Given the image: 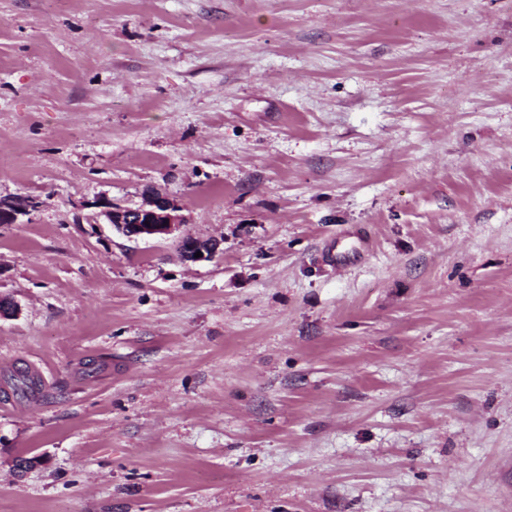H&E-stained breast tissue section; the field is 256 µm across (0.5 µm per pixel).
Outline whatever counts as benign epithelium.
I'll return each mask as SVG.
<instances>
[{
    "mask_svg": "<svg viewBox=\"0 0 512 512\" xmlns=\"http://www.w3.org/2000/svg\"><path fill=\"white\" fill-rule=\"evenodd\" d=\"M87 207L94 209L89 221L92 224H110L112 228L130 239L166 238L174 234L185 222L182 206L170 194L155 187L141 193L138 203L123 205L105 195L97 197ZM39 208L38 200L18 202L7 199L0 204L1 224H20L22 218ZM179 245L185 246L186 259L193 261L211 259L218 250L216 240H202L191 235L179 237ZM201 257H195V253Z\"/></svg>",
    "mask_w": 512,
    "mask_h": 512,
    "instance_id": "7a95c632",
    "label": "benign epithelium"
}]
</instances>
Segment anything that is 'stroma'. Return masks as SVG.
Here are the masks:
<instances>
[{
    "label": "stroma",
    "mask_w": 512,
    "mask_h": 512,
    "mask_svg": "<svg viewBox=\"0 0 512 512\" xmlns=\"http://www.w3.org/2000/svg\"><path fill=\"white\" fill-rule=\"evenodd\" d=\"M14 195L0 512H512V0H0ZM85 207L95 209L89 223L111 224L130 239L166 238L185 222L178 201L155 187L143 190L139 203L123 205L101 195ZM39 201L36 199H28L26 201L18 202L7 199L0 205V223L1 224H20L22 218L30 215L32 211L39 208ZM185 245V256L190 261H206L211 259L218 250L219 242L216 240H202L191 235L179 237V245ZM201 252V257L195 258V253ZM4 382L19 398H29L41 391V379L35 372L27 368L16 369L13 373L4 377Z\"/></svg>",
    "instance_id": "stroma-1"
}]
</instances>
